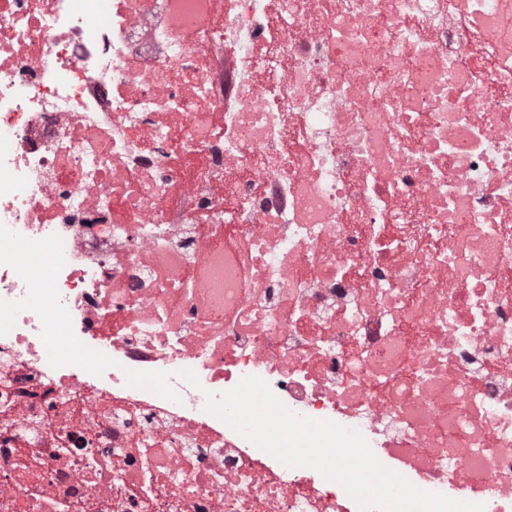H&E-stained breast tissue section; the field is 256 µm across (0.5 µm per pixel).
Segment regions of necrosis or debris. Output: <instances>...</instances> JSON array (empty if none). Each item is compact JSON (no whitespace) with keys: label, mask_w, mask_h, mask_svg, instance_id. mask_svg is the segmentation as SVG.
Instances as JSON below:
<instances>
[{"label":"necrosis or debris","mask_w":512,"mask_h":512,"mask_svg":"<svg viewBox=\"0 0 512 512\" xmlns=\"http://www.w3.org/2000/svg\"><path fill=\"white\" fill-rule=\"evenodd\" d=\"M248 376L512 512V0H0V512H358Z\"/></svg>","instance_id":"obj_1"}]
</instances>
